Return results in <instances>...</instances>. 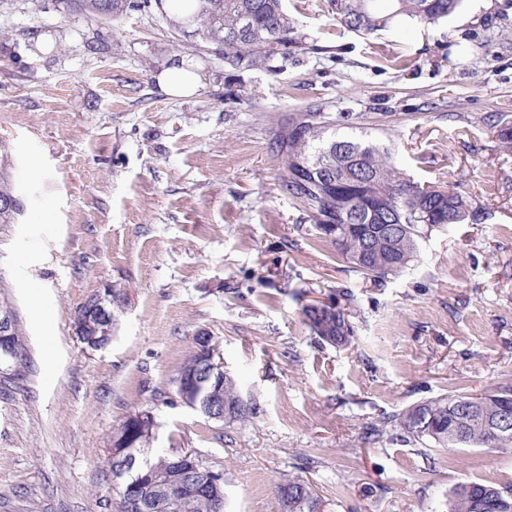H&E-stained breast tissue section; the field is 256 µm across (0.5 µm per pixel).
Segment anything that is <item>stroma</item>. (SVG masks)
Wrapping results in <instances>:
<instances>
[{
  "instance_id": "35a3bbf8",
  "label": "stroma",
  "mask_w": 512,
  "mask_h": 512,
  "mask_svg": "<svg viewBox=\"0 0 512 512\" xmlns=\"http://www.w3.org/2000/svg\"><path fill=\"white\" fill-rule=\"evenodd\" d=\"M283 5L317 50L270 73L225 69L154 7L96 22L62 0H0V137L25 198L0 228V277L31 358L0 392V512H115L109 437L141 407L154 453L224 469V512H280L291 477L325 512H446L461 483L512 485V448L369 433L512 382V147L493 136L512 118V0L371 37L324 0ZM175 63L199 74L195 95L160 90ZM309 108L354 113L407 176L467 194L484 223L433 231L398 277L354 271L281 187L275 131ZM106 284L127 299L92 350L71 319ZM346 292L351 343L318 344L303 306ZM201 329L259 399L254 423L157 400Z\"/></svg>"
}]
</instances>
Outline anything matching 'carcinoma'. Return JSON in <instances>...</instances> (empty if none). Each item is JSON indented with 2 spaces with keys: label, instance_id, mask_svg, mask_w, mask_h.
<instances>
[{
  "label": "carcinoma",
  "instance_id": "carcinoma-1",
  "mask_svg": "<svg viewBox=\"0 0 512 512\" xmlns=\"http://www.w3.org/2000/svg\"><path fill=\"white\" fill-rule=\"evenodd\" d=\"M189 14L169 24L176 31L191 28L194 38L214 45L231 70L264 69L277 72L307 50L303 36L284 10L282 0H186ZM326 0L327 9L346 29L374 34L392 23L409 18L421 25H435L448 18L461 0ZM67 8L92 21L116 20L150 0H64ZM356 117L316 109L298 112L281 125L273 151L280 169L281 186L288 197L307 210L319 237L336 247L342 259L356 271L374 279L398 275L417 258L420 241L433 231L466 220H478L469 197L451 189L421 183L400 172L390 148L379 140L356 133ZM16 206L0 207V225L16 224L24 201L16 181L9 141L0 138V200ZM344 304L321 301L302 307L303 321L321 343L336 337V346L354 337L350 320L352 298ZM202 362L197 351L183 361L175 380L184 383L199 375ZM29 356L26 332L14 320L13 337L6 353H0V383L16 386L27 378ZM224 402V421L230 427L256 420L262 407L256 397L242 392L232 375L208 383ZM512 399V384L504 383L480 395L458 393L419 402L389 419L390 427L414 444L437 448H509L512 431L501 434L491 423L501 414L504 401ZM149 408L128 412L112 426L109 471L133 452L142 473L152 480L133 501L119 496L118 512H224V470L203 465L189 456L198 479L206 483L202 493L171 495L166 481L175 475L178 456L154 455L144 430ZM281 512H315L324 507L312 484L290 478L277 485ZM448 512H512V488L471 481L458 485L448 499Z\"/></svg>",
  "mask_w": 512,
  "mask_h": 512
}]
</instances>
